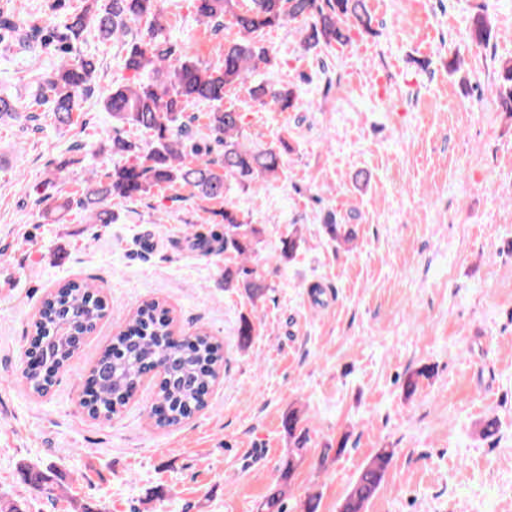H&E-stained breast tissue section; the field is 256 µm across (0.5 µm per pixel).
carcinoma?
Returning a JSON list of instances; mask_svg holds the SVG:
<instances>
[{"label": "carcinoma", "instance_id": "1", "mask_svg": "<svg viewBox=\"0 0 512 512\" xmlns=\"http://www.w3.org/2000/svg\"><path fill=\"white\" fill-rule=\"evenodd\" d=\"M197 21L215 33L224 30L230 18L239 38L224 44V55L213 65H202L191 54L188 42L173 41L164 35V0H84L82 9L70 15L66 34L55 41L54 23L35 29L44 34L47 44L58 43L61 63L58 68L34 82L28 102L19 107L8 96L0 95V121L18 117L20 110L51 113L61 129L72 125V114L93 96L98 62L76 52L74 43L92 27L98 35L112 41L122 54L125 69L147 78L134 85H118L104 96L112 119L131 129L150 134L148 149L122 137L112 139V153L121 159L105 177L91 180L79 197L61 194L53 199L49 212L77 206L89 211L94 224H110L115 215L112 200L140 198L153 187L165 184L190 187L202 200L224 198L228 183L248 190L269 182L283 170V155L290 150L287 140L277 146L246 144L243 115L224 106L226 90L252 80L262 65L271 63L268 49L256 34L269 28L302 21L301 46L305 53H318L332 44L344 45L350 27L366 34L374 32V19L366 0H194ZM472 43L488 46L492 28L484 18L470 33ZM496 87L499 104L512 114V64L500 67ZM256 105L270 112H295L300 92L294 84L250 88ZM190 105H205V128H195L196 116ZM327 233L340 245L356 240L351 224H337L328 218ZM263 228L240 216L230 203H224V253L232 255L224 264V287L243 290L252 302L261 300L269 285L263 272L247 266L261 242ZM302 236L292 228L282 241L279 260L296 254ZM105 305L99 287L85 280L70 281L50 293L33 323L29 346L45 343L40 370L27 368L23 375L30 388L41 393L50 379L73 356L70 336L83 331V323L103 316ZM169 310L155 301L137 309L125 330L112 341L109 374L91 373L98 383L95 405L89 414L107 420L119 412L132 396L148 368V359L162 353L167 366L159 382V398L149 412L157 427L181 423L206 406L210 386L218 378L224 355L221 345L204 331L177 339L173 336ZM257 329L247 316L238 329L241 346L251 344ZM282 426L288 436V461L280 481L263 504L264 512H284L291 480L303 460L309 441L301 411L291 408ZM392 452L384 449L360 472L341 512H364L366 503L382 484Z\"/></svg>", "mask_w": 512, "mask_h": 512}]
</instances>
